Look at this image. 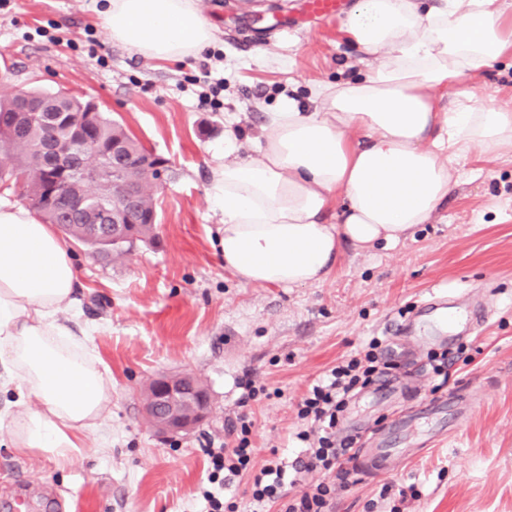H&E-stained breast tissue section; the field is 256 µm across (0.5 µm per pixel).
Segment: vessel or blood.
Segmentation results:
<instances>
[{"label":"vessel or blood","mask_w":512,"mask_h":512,"mask_svg":"<svg viewBox=\"0 0 512 512\" xmlns=\"http://www.w3.org/2000/svg\"><path fill=\"white\" fill-rule=\"evenodd\" d=\"M488 318L489 311L484 304L461 310L447 293L432 291L423 298L411 318L396 325L395 334L419 347L437 343L450 346L470 337ZM459 407L460 396L452 393L423 403L421 417L400 419L399 425L415 430L425 429L428 440L432 441L441 436L440 424L447 419L449 411ZM400 457V450L383 443L374 448L358 449L356 467L368 473H388L395 471Z\"/></svg>","instance_id":"obj_1"}]
</instances>
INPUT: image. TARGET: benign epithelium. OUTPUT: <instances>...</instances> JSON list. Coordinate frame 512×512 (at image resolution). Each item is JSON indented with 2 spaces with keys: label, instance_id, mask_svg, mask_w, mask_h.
Segmentation results:
<instances>
[{
  "label": "benign epithelium",
  "instance_id": "1",
  "mask_svg": "<svg viewBox=\"0 0 512 512\" xmlns=\"http://www.w3.org/2000/svg\"><path fill=\"white\" fill-rule=\"evenodd\" d=\"M30 122L39 123L49 132L46 159L38 169L37 179L50 205H60L59 213L66 223L84 225L95 240L116 243L126 238L130 234V213L136 208L137 196L124 180L125 145L114 143L112 148L103 149L84 131L75 128L71 130L75 143L63 150L57 147L55 135L59 126H69L68 113L49 115L42 107L34 112L16 113L8 132L14 135L16 129ZM85 151L99 155L98 168L83 167L80 158ZM63 182H103L108 192L93 204L79 193L61 199L57 188ZM145 408L159 432L172 434L190 430L203 421L210 405L207 393L196 391L194 378L181 374L154 380Z\"/></svg>",
  "mask_w": 512,
  "mask_h": 512
}]
</instances>
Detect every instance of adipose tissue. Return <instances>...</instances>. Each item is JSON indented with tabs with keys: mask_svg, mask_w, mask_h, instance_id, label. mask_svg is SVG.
<instances>
[{
	"mask_svg": "<svg viewBox=\"0 0 512 512\" xmlns=\"http://www.w3.org/2000/svg\"><path fill=\"white\" fill-rule=\"evenodd\" d=\"M110 40L153 60L205 52L215 28L197 0H104ZM342 33L376 65L316 85L311 111L286 100L261 156L212 170L224 208V267L242 283L324 281L345 246L394 245L431 222L462 159L512 145V112L473 110L472 80L512 57V0H355ZM78 271L51 225L0 206V388L14 391L12 444L67 467L112 400L89 325L73 331Z\"/></svg>",
	"mask_w": 512,
	"mask_h": 512,
	"instance_id": "1",
	"label": "adipose tissue"
}]
</instances>
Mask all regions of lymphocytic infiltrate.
Listing matches in <instances>:
<instances>
[{"label": "lymphocytic infiltrate", "instance_id": "1", "mask_svg": "<svg viewBox=\"0 0 512 512\" xmlns=\"http://www.w3.org/2000/svg\"><path fill=\"white\" fill-rule=\"evenodd\" d=\"M378 339H371L362 355L351 357L329 369L297 404V417L304 429L299 439L309 441L305 455L293 463L272 456L267 464L256 466L252 432L254 422L246 411L251 400L266 387L255 373H245L239 386L241 411L230 421L227 434L230 443L207 449L211 470L210 488L203 497L208 512H235L234 504L225 502L218 491L230 478L244 479L251 496L253 512H329L336 495V479H347L350 471L348 442H337L336 425L350 399L377 378L393 369L391 361L382 359ZM309 484L301 494H290L288 488L300 478Z\"/></svg>", "mask_w": 512, "mask_h": 512}]
</instances>
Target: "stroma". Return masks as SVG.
I'll list each match as a JSON object with an SVG mask.
<instances>
[{"mask_svg":"<svg viewBox=\"0 0 512 512\" xmlns=\"http://www.w3.org/2000/svg\"><path fill=\"white\" fill-rule=\"evenodd\" d=\"M199 2L216 29L213 46L158 61L107 38L99 0H0V97L25 88L93 100L165 161L154 238L119 259L66 240L79 270L70 324L101 325L92 346L111 373L112 401L63 470L13 448L0 419V512L21 479L35 500L55 490L67 512H205V450L223 442L244 373L268 389L251 403L256 465L274 447L296 458L305 448L296 404L309 386L372 338L390 343V324L431 289L461 309L487 297L489 325L454 346L447 376L422 351L390 374L416 382V393L381 399L371 385L348 412L381 436L416 397L460 388L470 395L464 414L429 446L398 436L400 469L337 484L332 512H512V149L495 161L462 160L459 184L431 223L395 245L345 251L321 283H241L224 268V213L211 195L225 137L237 140L235 158H259L266 113L288 98L310 108L315 84L344 82L372 64L343 40L340 19L312 14L307 0H282L277 12L271 0ZM492 101L512 109L511 56L476 80L474 109ZM178 373L207 387L212 411L189 432L163 435L146 419L144 392L155 377Z\"/></svg>","mask_w":512,"mask_h":512,"instance_id":"35a3bbf8","label":"stroma"}]
</instances>
